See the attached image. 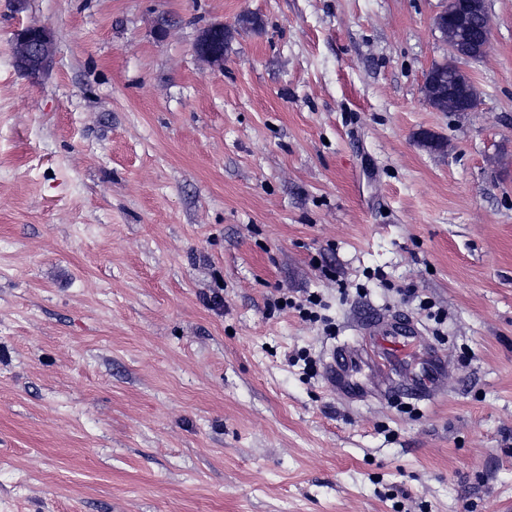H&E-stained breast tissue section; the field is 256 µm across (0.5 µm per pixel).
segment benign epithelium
<instances>
[{
  "label": "benign epithelium",
  "mask_w": 512,
  "mask_h": 512,
  "mask_svg": "<svg viewBox=\"0 0 512 512\" xmlns=\"http://www.w3.org/2000/svg\"><path fill=\"white\" fill-rule=\"evenodd\" d=\"M432 27L448 45V93L435 90L432 71L423 80L426 104L439 112H474L479 106L478 89L463 61L484 57L491 36L486 0H445L443 10L434 17ZM222 30L219 25L205 28L196 43L199 56L212 64H221L224 52L215 48L213 36ZM55 43L50 29L29 23L15 32L14 64L18 71L37 78L48 70L54 60Z\"/></svg>",
  "instance_id": "7a95c632"
}]
</instances>
